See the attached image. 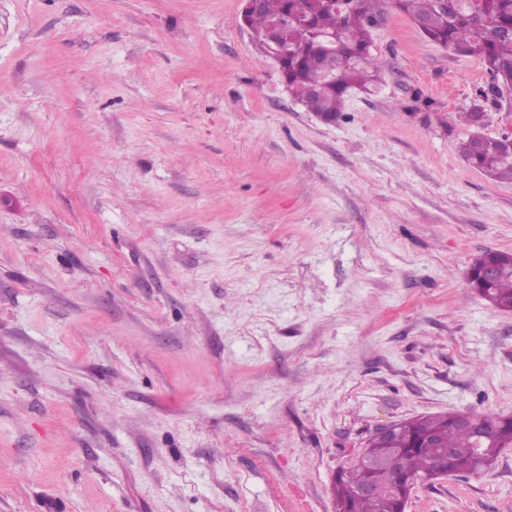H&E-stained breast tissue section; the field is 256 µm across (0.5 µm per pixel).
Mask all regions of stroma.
I'll use <instances>...</instances> for the list:
<instances>
[{"label": "stroma", "mask_w": 512, "mask_h": 512, "mask_svg": "<svg viewBox=\"0 0 512 512\" xmlns=\"http://www.w3.org/2000/svg\"><path fill=\"white\" fill-rule=\"evenodd\" d=\"M326 124L241 0H0V512H336L379 428L512 416V181L483 62L382 0ZM406 512H512V448ZM499 139L485 137L476 146L469 135L459 142L457 149L468 165L481 170L489 178L512 181V131L501 134ZM500 141L510 153L502 147ZM484 252H491L496 258L500 274L498 276L499 268L497 266L492 264L484 265L480 269L481 278L486 283L494 281L485 288L484 292L477 291L475 288L474 290L491 306L502 311H512V252L492 249Z\"/></svg>", "instance_id": "stroma-1"}]
</instances>
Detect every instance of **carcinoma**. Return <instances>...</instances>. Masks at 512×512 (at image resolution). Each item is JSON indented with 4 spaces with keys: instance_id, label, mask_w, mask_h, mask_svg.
<instances>
[{
    "instance_id": "obj_1",
    "label": "carcinoma",
    "mask_w": 512,
    "mask_h": 512,
    "mask_svg": "<svg viewBox=\"0 0 512 512\" xmlns=\"http://www.w3.org/2000/svg\"><path fill=\"white\" fill-rule=\"evenodd\" d=\"M378 2L333 0L311 23L319 40L303 39L284 50L288 89L308 111L339 117L349 91L368 88L378 76L382 62L371 52L370 38ZM394 6L421 25L426 40L483 61L490 81L479 97L487 100L512 89V0H459L453 10L440 0H394ZM285 14L307 19L298 0H264L262 9L248 18V26L261 35L273 19ZM457 149L468 165L489 178L512 181V154L499 139L486 137L476 146L467 137ZM492 255L500 274L479 295L499 310L512 311V252L494 250ZM468 417L480 422L485 433L460 424L461 415L448 412L403 421L387 441L370 437L363 448L368 464L352 461L337 473V512H399L400 497L430 483L439 469L477 475L494 463L501 449L512 447V416ZM368 482L376 483L379 491L359 494Z\"/></svg>"
}]
</instances>
